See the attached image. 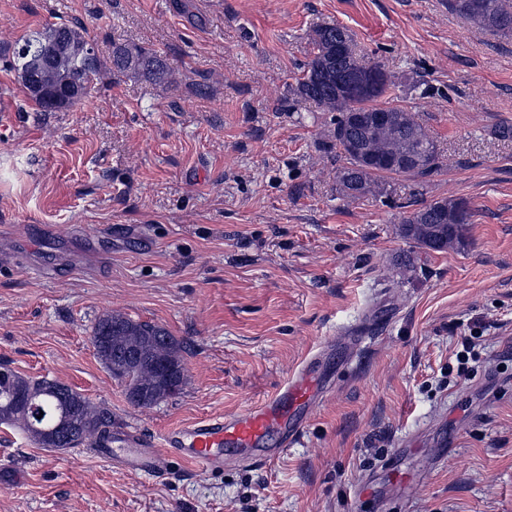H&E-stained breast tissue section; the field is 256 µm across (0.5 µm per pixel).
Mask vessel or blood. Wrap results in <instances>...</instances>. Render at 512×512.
Segmentation results:
<instances>
[{
  "label": "vessel or blood",
  "mask_w": 512,
  "mask_h": 512,
  "mask_svg": "<svg viewBox=\"0 0 512 512\" xmlns=\"http://www.w3.org/2000/svg\"><path fill=\"white\" fill-rule=\"evenodd\" d=\"M326 387V377L308 362L277 392L244 411L174 427L155 437L118 429L96 442L94 452L104 461L151 476L166 472L173 458L212 472L222 470L228 453L267 462L279 454L267 445L271 435L280 434L287 445L296 441L311 404L322 398Z\"/></svg>",
  "instance_id": "b4317fda"
}]
</instances>
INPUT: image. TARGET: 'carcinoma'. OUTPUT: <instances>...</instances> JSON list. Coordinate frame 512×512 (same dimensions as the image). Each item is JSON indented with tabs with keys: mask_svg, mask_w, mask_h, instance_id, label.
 Here are the masks:
<instances>
[{
	"mask_svg": "<svg viewBox=\"0 0 512 512\" xmlns=\"http://www.w3.org/2000/svg\"><path fill=\"white\" fill-rule=\"evenodd\" d=\"M448 9L490 34L512 36V0H448ZM39 36L43 37L41 48L28 59L20 55L19 48H14L12 67L38 111L64 112L89 95L103 63L95 51L88 58L81 57L91 40L80 23L48 25L32 32L22 42L26 44ZM346 36L347 30L338 25L313 29L310 38L314 56L291 93L336 113L333 147L344 161L337 175L339 190L344 197L357 200L375 192L377 176L431 173L438 167V149L426 128L409 111L380 103L394 86L390 75H385V80L372 92L349 95L337 90L338 80L366 67L355 44H349L346 52L336 50V44L346 41ZM111 69L116 76L134 75L152 84L165 83L172 75L165 57L129 43L112 44ZM60 87H71L73 93L57 103L39 94L41 90ZM356 112H389L393 121L380 128L351 127L349 118ZM348 141L357 142L361 151H350ZM423 146L430 147L431 151L422 164L399 165L401 159ZM441 210L448 217L442 247L466 245L465 230L471 212L464 200L443 199L421 205L403 219L399 228L401 236L421 248H430L429 240L440 231ZM91 341L98 359L109 372L116 354L132 350L142 351L148 357L137 369L146 382L162 364L183 366L181 346L166 330L121 314H106L100 318ZM7 372L8 377L0 381V424L18 427L38 443L40 429L57 420L59 399L68 392L86 420L83 434L70 439L69 447L81 445L91 436L98 438L112 429V412L72 388L47 379H30L10 368ZM30 399L36 411L43 412L41 421L36 423L32 422Z\"/></svg>",
	"mask_w": 512,
	"mask_h": 512,
	"instance_id": "1",
	"label": "carcinoma"
}]
</instances>
